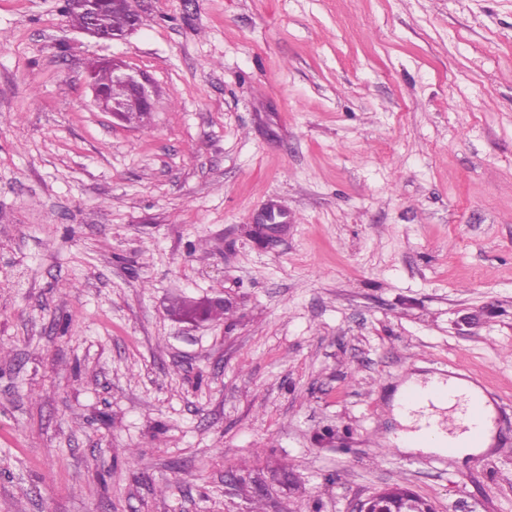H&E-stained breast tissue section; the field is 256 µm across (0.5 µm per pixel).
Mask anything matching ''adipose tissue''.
I'll list each match as a JSON object with an SVG mask.
<instances>
[{
	"label": "adipose tissue",
	"mask_w": 512,
	"mask_h": 512,
	"mask_svg": "<svg viewBox=\"0 0 512 512\" xmlns=\"http://www.w3.org/2000/svg\"><path fill=\"white\" fill-rule=\"evenodd\" d=\"M434 387L446 389L447 398L438 399L430 403H422L417 408L410 409L405 405V398L410 390L426 391ZM481 390L474 383L457 377L444 378L433 375L428 378L419 376H410L402 385H400L393 397L394 415L401 424L402 429L398 434L399 440L419 435L422 436L426 449L437 453H445L447 444H454L455 457L462 458L470 455L471 438L469 432H461L457 438H449L445 430H437L428 434L424 431V424L429 415L445 408H460L469 401L479 398Z\"/></svg>",
	"instance_id": "1"
}]
</instances>
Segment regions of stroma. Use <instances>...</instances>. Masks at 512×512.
<instances>
[{
  "label": "stroma",
  "mask_w": 512,
  "mask_h": 512,
  "mask_svg": "<svg viewBox=\"0 0 512 512\" xmlns=\"http://www.w3.org/2000/svg\"><path fill=\"white\" fill-rule=\"evenodd\" d=\"M61 6L0 0V512H512V0H138L106 44ZM417 373L495 446L400 450ZM102 65H109L111 70L106 67L100 68L96 73V81L101 86L103 91L111 98L120 100H110L100 90L94 79L95 71ZM88 85L93 92L94 101L103 112L112 114V118L118 121H123L122 116L130 110L151 108L152 106V90L149 87L144 76L128 69L120 64L108 62H92L87 67ZM115 82H113V81ZM123 85L125 89L118 84ZM135 112H151L150 110L143 109ZM219 304H213L208 301L204 304H194V303H182L178 308L179 314L184 317L194 318L196 316H201L203 319H219L224 316V318L229 317V313L234 309V303L226 298L214 300ZM224 304V307L221 306ZM227 308L229 310H226ZM433 387L448 390V397L446 399L433 400L432 406L427 400L415 409H408L405 406L406 395L411 389L427 391ZM473 399H480L484 402L487 401L482 390L474 383L467 380L453 376L445 379L439 375H428L427 380L424 381L419 376L411 375L408 380L398 387L393 397L395 419L406 428L398 433L396 442L400 449L408 451L421 448L423 446L421 439L411 437L412 435H420L425 444V448L423 449L432 450L443 455L446 454L447 449L448 453H451L453 448L451 446L446 448V446L448 445V434L453 435L458 428L455 419H448V433L441 427L432 434H425L423 426L429 415H432L430 417L431 420L441 418L436 410L456 407L454 417L457 418L459 416V409ZM482 401L472 402L469 407L464 409V418L470 423L468 429L471 432V438L469 431H462L457 438L451 440L456 446L452 457L464 458L490 445L491 423L484 432V447L479 448L481 447L482 440L481 424L487 416L486 405ZM407 438L409 439L406 442L407 448H405L404 441ZM471 441L475 448L467 447L470 445Z\"/></svg>",
  "instance_id": "1"
}]
</instances>
